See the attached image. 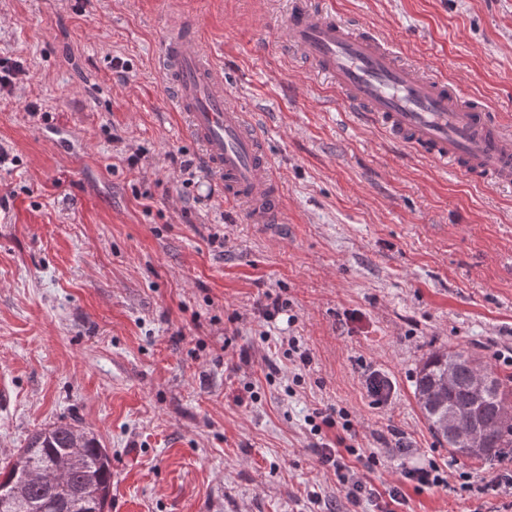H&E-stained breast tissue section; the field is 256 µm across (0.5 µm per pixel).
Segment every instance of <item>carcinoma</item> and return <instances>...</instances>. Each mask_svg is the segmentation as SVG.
<instances>
[{
    "instance_id": "cac0c4a2",
    "label": "carcinoma",
    "mask_w": 512,
    "mask_h": 512,
    "mask_svg": "<svg viewBox=\"0 0 512 512\" xmlns=\"http://www.w3.org/2000/svg\"><path fill=\"white\" fill-rule=\"evenodd\" d=\"M456 359L455 376L448 389L420 410L433 436L445 442L453 455L468 459H488L502 448H512V424L499 423L501 411L512 410V376H500L492 367L484 369L492 379L486 396L477 399L471 390V374L476 360L465 350L435 352L426 358L414 381V396L439 386L448 358ZM450 410H463L484 426V447L478 454L462 452L441 431ZM76 430L58 423L34 433L14 461L0 466V512H87L85 494L91 486L98 491V512H109L112 503V457L95 436L84 438L79 461L66 469L62 483L45 485L38 471L54 466L74 446Z\"/></svg>"
}]
</instances>
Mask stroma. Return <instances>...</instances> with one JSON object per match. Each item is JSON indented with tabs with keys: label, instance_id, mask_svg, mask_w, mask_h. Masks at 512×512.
Here are the masks:
<instances>
[{
	"label": "stroma",
	"instance_id": "stroma-1",
	"mask_svg": "<svg viewBox=\"0 0 512 512\" xmlns=\"http://www.w3.org/2000/svg\"><path fill=\"white\" fill-rule=\"evenodd\" d=\"M291 2L0 0V61L28 70L0 97V461L63 422L109 448L110 512H309L312 492L346 512L306 423L333 405L375 453L376 487L446 465L447 489L404 485V512H512L500 459L453 456L413 393L442 350L512 375V187L349 111L285 47ZM308 2L512 130V0ZM187 18L264 131L281 223H248L200 167L183 182L200 151L155 56ZM272 295L286 306L268 320ZM292 336L313 358L300 372ZM374 371L392 383L381 406ZM462 469L480 478L466 493Z\"/></svg>",
	"mask_w": 512,
	"mask_h": 512
}]
</instances>
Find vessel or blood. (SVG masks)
<instances>
[{
  "instance_id": "b4317fda",
  "label": "vessel or blood",
  "mask_w": 512,
  "mask_h": 512,
  "mask_svg": "<svg viewBox=\"0 0 512 512\" xmlns=\"http://www.w3.org/2000/svg\"><path fill=\"white\" fill-rule=\"evenodd\" d=\"M285 41L330 77L345 102L387 134L468 179L512 183V134L448 89L443 77L402 63L380 38L295 0ZM159 62L173 89L172 111L200 144L206 169L252 224H274L283 209L258 133L224 98V77L195 27L167 28Z\"/></svg>"
}]
</instances>
